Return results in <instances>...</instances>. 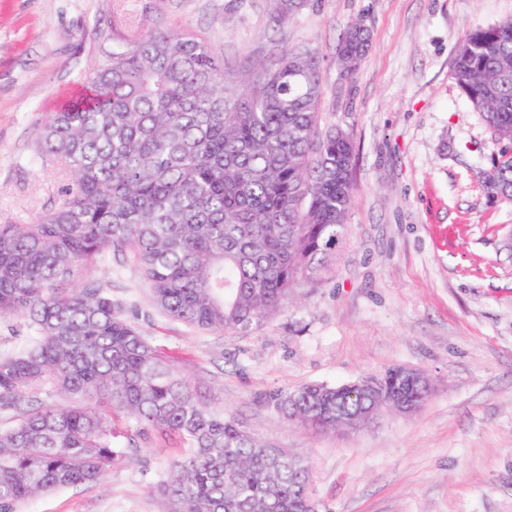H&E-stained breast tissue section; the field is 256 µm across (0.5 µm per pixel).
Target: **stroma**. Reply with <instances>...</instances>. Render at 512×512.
I'll return each instance as SVG.
<instances>
[{"label": "stroma", "instance_id": "1", "mask_svg": "<svg viewBox=\"0 0 512 512\" xmlns=\"http://www.w3.org/2000/svg\"><path fill=\"white\" fill-rule=\"evenodd\" d=\"M116 13L180 22L235 70L284 46L316 52L319 125L348 132L356 160L330 271L301 277L259 328L168 316L125 257L94 272L113 303L214 407L308 463L319 512H512V204L485 186L505 143L455 79L465 35L512 18V0H304L284 23L273 0H0V224L60 201L67 177L40 158L33 125L82 89ZM358 21L371 46L345 82L337 45ZM394 366L425 372L432 396L354 438L289 424L266 402ZM183 452L137 440L98 483L17 512H163L152 487Z\"/></svg>", "mask_w": 512, "mask_h": 512}]
</instances>
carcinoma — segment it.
<instances>
[{"label": "carcinoma", "mask_w": 512, "mask_h": 512, "mask_svg": "<svg viewBox=\"0 0 512 512\" xmlns=\"http://www.w3.org/2000/svg\"><path fill=\"white\" fill-rule=\"evenodd\" d=\"M89 92L37 126L42 154L69 183L31 224H0V318L38 337L0 358V512L60 488L96 483L120 438L174 436L187 448L154 485L165 512H302L310 469L203 401L96 280L105 255L131 257L169 316L247 331L280 312L299 275L329 266L354 196L355 145L319 129L320 60L284 49L270 65L224 67L208 42L156 19L112 20ZM369 48L361 22L341 36V73ZM455 75L485 123L512 142V19L470 31ZM512 202V151L494 161ZM50 388L64 398L33 403ZM288 422L336 431L361 414L351 387L269 394ZM132 422L120 435L114 416Z\"/></svg>", "instance_id": "1"}]
</instances>
